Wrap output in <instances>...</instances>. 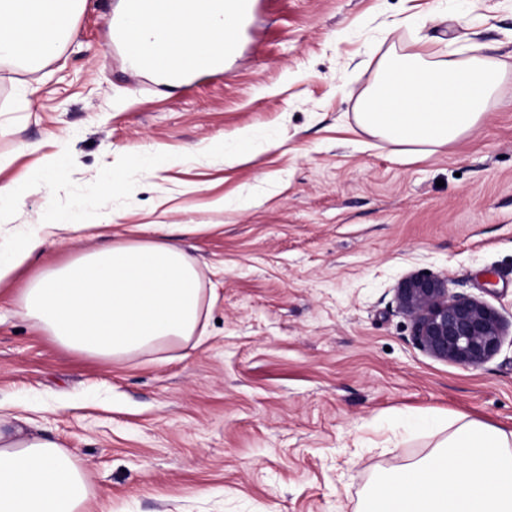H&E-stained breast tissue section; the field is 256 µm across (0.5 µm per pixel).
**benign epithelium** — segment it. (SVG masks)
Segmentation results:
<instances>
[{
    "instance_id": "benign-epithelium-1",
    "label": "benign epithelium",
    "mask_w": 512,
    "mask_h": 512,
    "mask_svg": "<svg viewBox=\"0 0 512 512\" xmlns=\"http://www.w3.org/2000/svg\"><path fill=\"white\" fill-rule=\"evenodd\" d=\"M395 299L412 323L415 344L436 359L477 368L501 347L505 327L499 313L478 298L451 292L439 274L408 275Z\"/></svg>"
}]
</instances>
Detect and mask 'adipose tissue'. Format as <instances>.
I'll use <instances>...</instances> for the list:
<instances>
[{"mask_svg": "<svg viewBox=\"0 0 512 512\" xmlns=\"http://www.w3.org/2000/svg\"><path fill=\"white\" fill-rule=\"evenodd\" d=\"M72 0H0V62H38L56 51ZM133 47L150 35L174 46L170 62L198 51H223L230 17L203 0L152 18L143 0H127ZM503 65L473 43L463 58L424 46L379 63L357 103L365 131L400 154L445 147L472 131L495 100ZM43 222L0 250V281L40 251ZM20 313L57 344L107 362L189 344L203 317L200 272L167 238L117 242L81 252L46 270L17 296ZM437 450L372 489L358 512H512V432L465 421L433 426ZM85 472L57 442L0 420V512H84Z\"/></svg>", "mask_w": 512, "mask_h": 512, "instance_id": "adipose-tissue-1", "label": "adipose tissue"}]
</instances>
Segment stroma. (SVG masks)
I'll use <instances>...</instances> for the list:
<instances>
[{"mask_svg":"<svg viewBox=\"0 0 512 512\" xmlns=\"http://www.w3.org/2000/svg\"><path fill=\"white\" fill-rule=\"evenodd\" d=\"M123 0H80L56 54L0 64V171L30 173L0 236L86 206L112 240L164 236L195 261L198 346L105 363L18 312L21 288L101 244L54 231L0 282V418L75 455L85 512H356L375 478L429 455L430 422L512 430V0H264L222 71L164 88L112 44ZM481 42L509 70L469 135L402 156L357 99L391 48ZM255 137L232 162L239 130ZM65 151L67 165L46 167ZM163 151L167 167H131ZM125 181L108 187L113 171ZM223 207H216V200ZM502 316L472 368L412 340L415 272Z\"/></svg>","mask_w":512,"mask_h":512,"instance_id":"stroma-1","label":"stroma"}]
</instances>
